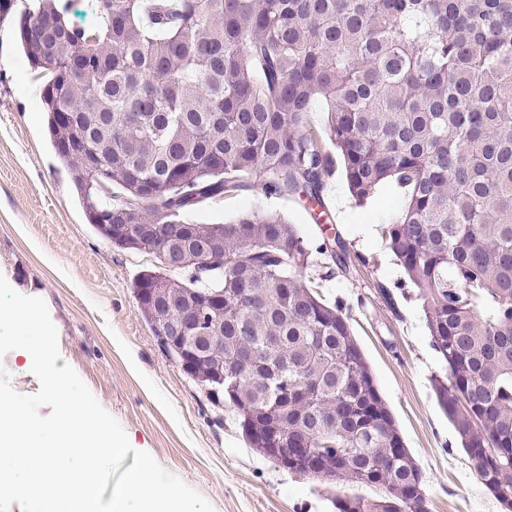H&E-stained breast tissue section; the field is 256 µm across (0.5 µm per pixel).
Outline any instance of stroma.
<instances>
[{"mask_svg":"<svg viewBox=\"0 0 512 512\" xmlns=\"http://www.w3.org/2000/svg\"><path fill=\"white\" fill-rule=\"evenodd\" d=\"M36 3L15 0L0 18V274L19 293L46 302L63 359L134 449L200 492L215 512H334V496H373V489L346 479L328 487L278 468L250 447L233 408L212 404L160 347L131 288L153 258L117 249L96 232L51 145L42 83L17 27ZM325 202L349 259L319 292L343 301L374 383L425 473L431 512H494V496L438 404L432 380L445 369L422 303L381 235L361 233L364 225L392 222L403 192L384 185L358 203L338 169L326 180ZM246 210L277 211L307 240L322 233L314 212L300 201L266 195L259 176L233 195L199 203L187 217L222 224ZM385 288L396 307L384 300Z\"/></svg>","mask_w":512,"mask_h":512,"instance_id":"obj_1","label":"stroma"}]
</instances>
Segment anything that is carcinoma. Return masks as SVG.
Here are the masks:
<instances>
[{
	"label": "carcinoma",
	"instance_id": "cac0c4a2",
	"mask_svg": "<svg viewBox=\"0 0 512 512\" xmlns=\"http://www.w3.org/2000/svg\"><path fill=\"white\" fill-rule=\"evenodd\" d=\"M41 2L19 19L20 42L89 223L156 225L127 250L157 261L176 233L231 261L158 265L133 287L166 278L164 306L142 309L150 324L224 294V324H207L224 341L193 379L232 404L252 447L300 422L289 472L308 475L295 461L309 457L317 480L380 490L338 496L336 512H430L343 303L302 281L322 255L332 265L317 278H334L345 244L328 231L307 242L271 211L186 219L254 175L268 195L322 209L339 156L357 200L384 182L404 192L381 234L447 372L437 400L484 486L512 504V0H112L93 28L69 24L71 0ZM54 17L70 36L49 62L24 31ZM317 99L323 134L305 124ZM249 347L276 377L245 369L222 384L225 360Z\"/></svg>",
	"mask_w": 512,
	"mask_h": 512
}]
</instances>
